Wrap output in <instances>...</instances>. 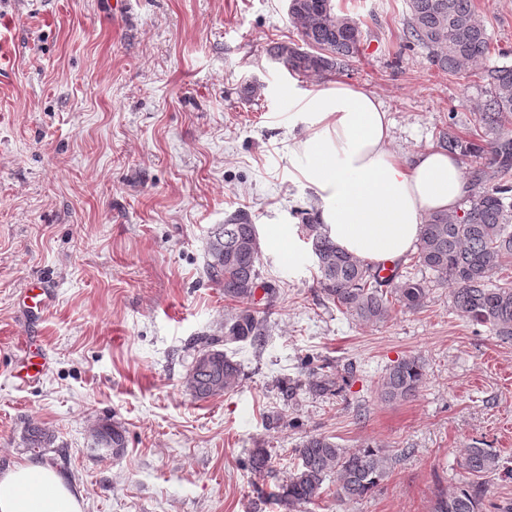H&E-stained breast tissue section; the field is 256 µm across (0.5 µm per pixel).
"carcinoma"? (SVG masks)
I'll return each instance as SVG.
<instances>
[{
  "label": "carcinoma",
  "mask_w": 512,
  "mask_h": 512,
  "mask_svg": "<svg viewBox=\"0 0 512 512\" xmlns=\"http://www.w3.org/2000/svg\"><path fill=\"white\" fill-rule=\"evenodd\" d=\"M292 18L299 25L300 42H276L269 54L290 74L307 78L330 75L355 58L363 41L359 23L336 11L333 0H295ZM408 37L427 49L431 61L444 72H455L490 54V38L473 0H407ZM489 99L477 112V128L463 138L448 126L440 130L437 147L471 158L472 191L468 208L459 213H433L421 224L414 266L451 287L455 311L473 326L486 327L504 340H512V281L503 276L512 262V65H495L486 71ZM319 271L321 294L344 314L366 324L388 321L395 306L421 308L427 300L426 281L408 275L392 286L379 277L377 267L343 251L329 237L326 225L313 220L301 225ZM204 274L224 288V298L237 303L236 312L224 319V342L266 336L265 320L254 307L257 289L273 302L275 287L262 281L257 227L245 210L235 212L221 232L208 243ZM209 338L197 350L186 375V387L198 400L233 390L241 364L215 348ZM420 360L414 356L391 365L378 384L381 399L397 402L416 396L423 382ZM330 374L308 381L306 390L322 394L333 387ZM97 447L114 455L127 447L125 428L115 422L96 429ZM25 448L40 455L51 447L49 429L29 425ZM295 454L298 463L272 497L286 512L316 503L334 486L340 501L354 500L377 489L388 477L391 459L371 446L349 449L332 438L315 434L302 440ZM253 472L269 471V455L255 448L249 455ZM463 466L472 480L442 496L435 512H481L480 479L500 468L492 448L465 449Z\"/></svg>",
  "instance_id": "cac0c4a2"
}]
</instances>
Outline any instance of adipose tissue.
I'll return each mask as SVG.
<instances>
[{
    "instance_id": "adipose-tissue-1",
    "label": "adipose tissue",
    "mask_w": 512,
    "mask_h": 512,
    "mask_svg": "<svg viewBox=\"0 0 512 512\" xmlns=\"http://www.w3.org/2000/svg\"><path fill=\"white\" fill-rule=\"evenodd\" d=\"M302 178L319 199L318 223L344 251L371 265L396 263L426 215L454 212L470 185L457 157L432 147L403 158L372 93L341 81L304 92ZM0 512H83L82 495L55 469L28 460L0 474Z\"/></svg>"
}]
</instances>
